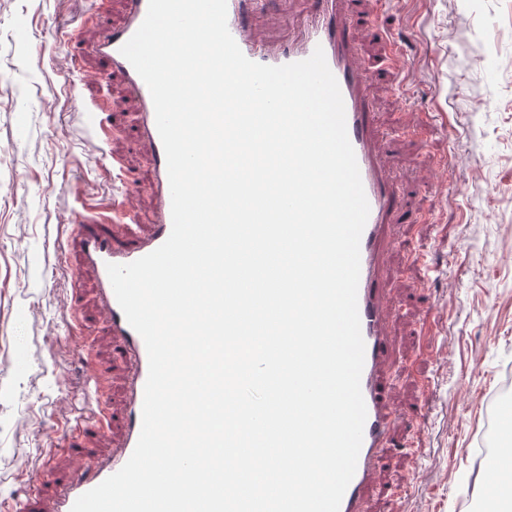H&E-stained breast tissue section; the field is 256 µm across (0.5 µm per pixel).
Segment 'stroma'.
Wrapping results in <instances>:
<instances>
[{"label":"stroma","instance_id":"stroma-1","mask_svg":"<svg viewBox=\"0 0 512 512\" xmlns=\"http://www.w3.org/2000/svg\"><path fill=\"white\" fill-rule=\"evenodd\" d=\"M126 7L0 0V501L51 500L129 423L130 366L78 235L123 198L135 218L119 232L143 238L154 223L138 112L81 36L118 28ZM346 10L370 79L376 149L401 212L415 218L387 228L380 274L396 420L367 512H492L482 489L497 462L482 456L481 439L493 395L512 380V0H346ZM316 17L313 0H269L253 30L281 42ZM392 39L411 81L386 53ZM102 99L112 130L103 147L83 114ZM90 364L103 375L109 429L76 434Z\"/></svg>","mask_w":512,"mask_h":512}]
</instances>
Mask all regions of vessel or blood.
<instances>
[{"mask_svg":"<svg viewBox=\"0 0 512 512\" xmlns=\"http://www.w3.org/2000/svg\"><path fill=\"white\" fill-rule=\"evenodd\" d=\"M260 4L261 0H227V24L231 35L248 59L264 65L279 66L302 61L310 57L315 48L323 49L343 97L348 138L369 203V217L360 239L358 285V312L365 342L360 385L367 418L356 471L339 509V512H363L365 490L373 481L378 456L388 446L395 419L382 389L383 369L390 359L391 342L386 333L389 313L384 303L385 287L379 274V248L385 224L393 222L398 215L396 188L384 175L373 149L375 131L367 105L366 81L355 62L347 33L348 21L339 7V0H323L324 10L331 18L330 25L312 23L301 37L276 46L261 44L247 23L248 15L254 13ZM147 8L148 0H128L124 26L106 35L92 33L89 43L110 70L123 75L139 112L142 140L154 159L157 219L147 237L132 243L116 239L108 224H83L79 227L86 266L98 282L100 303L111 334L123 342L130 360L129 406L133 420L111 456L105 460L86 461L75 479L59 493L49 512H71L79 496L120 470L132 455L141 431L148 354L143 339L130 326L117 302L106 266L110 263L128 264L151 253L166 241L172 229L166 156L156 126L152 98L144 81L120 52L143 22Z\"/></svg>","mask_w":512,"mask_h":512,"instance_id":"vessel-or-blood-1","label":"vessel or blood"}]
</instances>
